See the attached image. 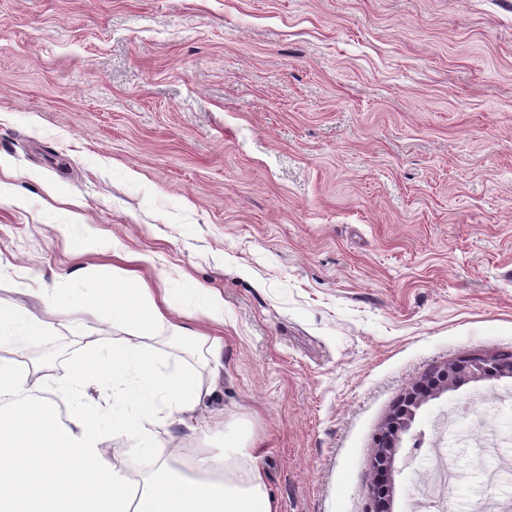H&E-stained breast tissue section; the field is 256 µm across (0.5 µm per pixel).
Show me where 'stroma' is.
Masks as SVG:
<instances>
[{
	"label": "stroma",
	"mask_w": 512,
	"mask_h": 512,
	"mask_svg": "<svg viewBox=\"0 0 512 512\" xmlns=\"http://www.w3.org/2000/svg\"><path fill=\"white\" fill-rule=\"evenodd\" d=\"M116 268L224 301L223 325L141 338L211 391L157 429L173 466L240 425L278 512H364L402 393L512 352V0H0V305L49 324L4 352L38 393L137 334L44 307L46 287L111 301ZM504 388L422 406L394 512L458 401L512 437ZM448 454L450 512L512 499V446Z\"/></svg>",
	"instance_id": "35a3bbf8"
}]
</instances>
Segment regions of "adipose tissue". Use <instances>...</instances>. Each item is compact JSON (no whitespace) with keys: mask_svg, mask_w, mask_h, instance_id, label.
<instances>
[{"mask_svg":"<svg viewBox=\"0 0 512 512\" xmlns=\"http://www.w3.org/2000/svg\"><path fill=\"white\" fill-rule=\"evenodd\" d=\"M179 308L142 284L113 300L112 321L184 336L187 328L171 317ZM46 328L43 317L0 310L1 347ZM86 356L87 364L74 366L65 380L72 406L63 420L54 402L30 406L25 376L0 361V397L16 403L9 421L14 451L0 459V512H276L245 431L224 435L219 452L196 456L188 471L171 465L174 451L155 429L193 412L205 394L201 384L181 370L160 369L155 353L132 341L119 350L91 343ZM104 381L110 392L103 406L91 409L83 394ZM106 430L126 436L151 458L141 495L130 493L122 469L102 455L99 437ZM234 458L249 459L243 475L228 470Z\"/></svg>","mask_w":512,"mask_h":512,"instance_id":"ef3b65f1","label":"adipose tissue"}]
</instances>
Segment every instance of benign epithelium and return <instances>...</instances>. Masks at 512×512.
Instances as JSON below:
<instances>
[{
	"label": "benign epithelium",
	"instance_id": "7a95c632",
	"mask_svg": "<svg viewBox=\"0 0 512 512\" xmlns=\"http://www.w3.org/2000/svg\"><path fill=\"white\" fill-rule=\"evenodd\" d=\"M488 364L494 366L495 377L512 378L511 361H503L493 354H472L433 369L405 390L375 437L368 512H393L394 464L404 435L412 428L421 407L445 392L487 379Z\"/></svg>",
	"mask_w": 512,
	"mask_h": 512
}]
</instances>
